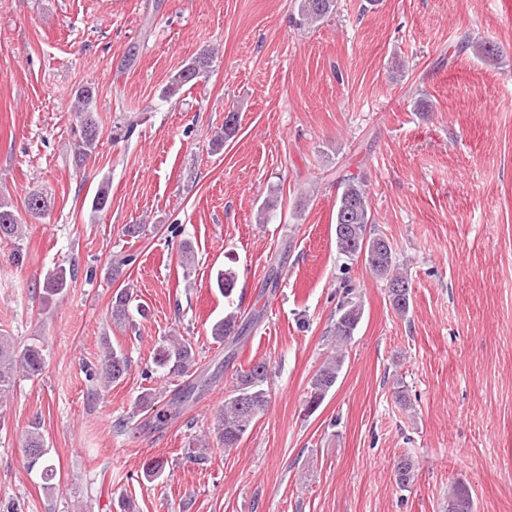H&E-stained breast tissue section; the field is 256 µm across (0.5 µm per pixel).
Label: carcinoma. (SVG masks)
<instances>
[{
    "label": "carcinoma",
    "mask_w": 512,
    "mask_h": 512,
    "mask_svg": "<svg viewBox=\"0 0 512 512\" xmlns=\"http://www.w3.org/2000/svg\"><path fill=\"white\" fill-rule=\"evenodd\" d=\"M336 0H299L298 12L305 23H317L332 13ZM214 56L209 51L201 52L189 64L171 76L160 91V97L171 100L182 93L185 86L195 84L206 76L212 68ZM73 111L79 123V137L74 144L73 158L78 166L84 165L96 152L100 129L94 106L93 91L82 87L74 94ZM109 203V185L102 182L91 202V210L100 212ZM51 201L40 191H31L26 198V209L38 217L49 214ZM373 218L367 193L362 182L349 177L342 182L335 215L336 249L344 259L342 273H347L348 264L362 261L376 277L387 284L388 297L393 309L400 315H407L410 304V282L408 275L400 271L395 252L383 236L371 232ZM24 224L11 204L0 201V240L13 243L12 260L23 259ZM197 262L193 244L185 241L180 252V263L185 272H190ZM77 274L75 267L59 265L48 271L42 285L41 302L49 305L62 298L70 288ZM345 291L336 306V312L327 330L333 354L329 355L317 370L310 382V393L306 398V410L315 412L335 387L343 368L345 349L351 342L362 319V307L350 280L341 278ZM132 292L128 288H119L112 296L110 319L116 324L129 320V304ZM248 320L238 311L229 312L211 327L213 339L227 349L225 360L235 355V347L245 340ZM104 359L101 368L92 372V378L105 387L122 380L129 369V360L122 349L112 346L108 338H103ZM155 366L169 374L185 376L196 365L195 352L191 344L178 338H168L160 343L154 352ZM44 358L42 350L29 345L20 350L12 337L0 334V397L13 391L19 377L34 378L41 374ZM270 367L261 360L249 365L237 375V382L224 399V406L217 414L214 431L224 447L236 448L252 431L257 417L268 407L270 392L268 379ZM206 382H196L161 402L160 395L146 391L139 395L137 407L152 415L158 425L180 413L183 405L195 392L205 390ZM24 464L30 471L41 472L42 477L50 479L55 475L56 465L49 456L41 423L35 422L28 430ZM168 460L163 457L152 458L143 466V476L153 482L160 479L166 471ZM396 482L400 487L408 486L415 477L414 461L404 456L394 466ZM448 512H473V500L469 489L463 483L456 484L448 494Z\"/></svg>",
    "instance_id": "1"
}]
</instances>
